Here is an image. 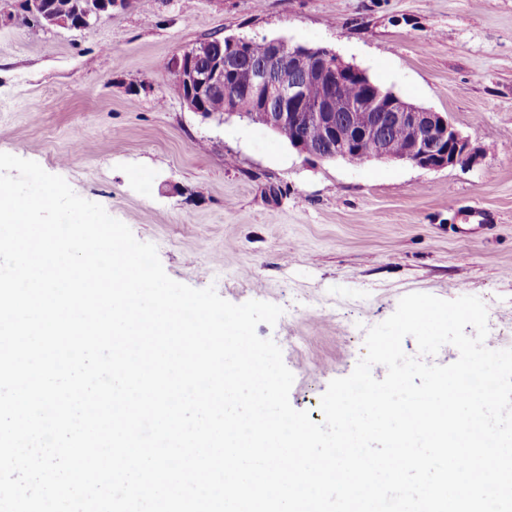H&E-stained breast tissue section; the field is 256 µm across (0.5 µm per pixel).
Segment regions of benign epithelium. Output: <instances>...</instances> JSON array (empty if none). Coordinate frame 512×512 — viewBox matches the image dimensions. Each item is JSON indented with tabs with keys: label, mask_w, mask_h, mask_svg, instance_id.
I'll return each mask as SVG.
<instances>
[{
	"label": "benign epithelium",
	"mask_w": 512,
	"mask_h": 512,
	"mask_svg": "<svg viewBox=\"0 0 512 512\" xmlns=\"http://www.w3.org/2000/svg\"><path fill=\"white\" fill-rule=\"evenodd\" d=\"M124 4L125 0H99L97 9L76 22L63 14L39 13L32 0L28 8L47 28L81 29L99 21L108 8ZM246 44L244 38L226 37V50L220 54L212 50L210 42L203 41L174 59V75L187 87L183 102L192 111L204 113L205 100L222 94L227 115L251 119L275 132L319 125L325 138L336 139V145L322 150L299 136L291 139V145L298 153L321 160L351 161L357 141L368 145L365 161H404L428 170L475 161V150L448 120V114L382 91L363 70L334 51L275 38L267 41L268 56L255 63L243 51ZM313 85L323 88L322 97L316 101L309 98ZM346 87L354 88V92L343 97ZM340 96L343 101L338 113L336 99ZM393 127L410 132L406 145L397 151L387 145L386 133Z\"/></svg>",
	"instance_id": "obj_1"
}]
</instances>
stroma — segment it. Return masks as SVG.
<instances>
[{"label": "stroma", "instance_id": "stroma-1", "mask_svg": "<svg viewBox=\"0 0 512 512\" xmlns=\"http://www.w3.org/2000/svg\"><path fill=\"white\" fill-rule=\"evenodd\" d=\"M21 3L0 0V152L155 244L172 279L282 307L256 332L312 421L365 353L347 324L383 322L406 294L480 297L512 348V0H130L89 28L37 32ZM215 35L332 49L448 114L477 159L324 161L202 117L171 92V62Z\"/></svg>", "mask_w": 512, "mask_h": 512}]
</instances>
